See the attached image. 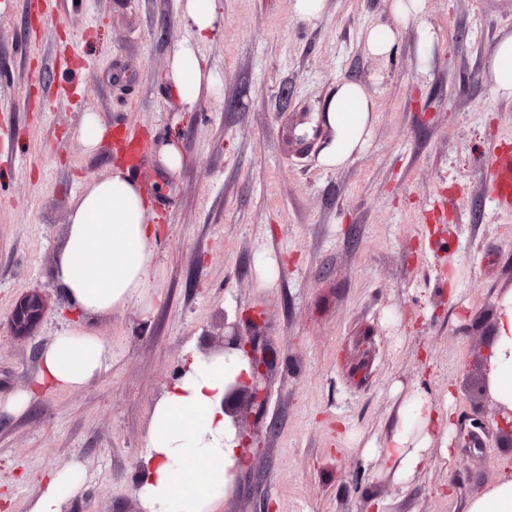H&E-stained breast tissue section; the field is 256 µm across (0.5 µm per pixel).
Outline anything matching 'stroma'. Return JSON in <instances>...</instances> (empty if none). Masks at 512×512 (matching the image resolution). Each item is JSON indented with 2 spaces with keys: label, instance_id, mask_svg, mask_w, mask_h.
Wrapping results in <instances>:
<instances>
[{
  "label": "stroma",
  "instance_id": "1",
  "mask_svg": "<svg viewBox=\"0 0 512 512\" xmlns=\"http://www.w3.org/2000/svg\"><path fill=\"white\" fill-rule=\"evenodd\" d=\"M217 0L200 53L218 79L192 111L160 83L173 46L194 41L180 0H0V397L28 388L40 355L73 318L53 268L70 203L112 171L111 136L143 145L133 174L161 218L159 295L97 315L110 354L84 387L0 412V497L30 512L34 478L81 462L84 489L64 512H139L133 475L154 400L192 338L219 340L223 320L253 330L276 366L262 408L243 419L246 465L220 512H466L512 473L496 434L446 448L469 426L496 327L512 291V208L494 168L512 159V96L495 94L488 60L512 35V0H427L384 58L364 33L394 23L393 0ZM434 32L419 64L421 27ZM371 95L367 151L342 168L319 144L288 138L313 124L337 82ZM109 135L95 151L83 113ZM176 137L183 164L157 146ZM48 309L14 335L16 304ZM451 400L419 476L395 479L384 446L414 391ZM80 131L85 146L90 149L95 148L106 134V129L94 112L84 113Z\"/></svg>",
  "mask_w": 512,
  "mask_h": 512
}]
</instances>
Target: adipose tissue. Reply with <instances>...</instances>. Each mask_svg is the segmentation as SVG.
<instances>
[{"instance_id":"adipose-tissue-1","label":"adipose tissue","mask_w":512,"mask_h":512,"mask_svg":"<svg viewBox=\"0 0 512 512\" xmlns=\"http://www.w3.org/2000/svg\"><path fill=\"white\" fill-rule=\"evenodd\" d=\"M425 8L426 0H394L397 27L367 29L368 50L389 54L401 28L419 21ZM163 79L174 90H197L214 77L193 45L183 42L174 48ZM320 120L330 135L318 160L326 168L337 169L367 148L373 103L362 86L340 82L327 98ZM154 218L151 201L121 167L75 194L54 268L58 288L74 315L92 317L133 301L152 306L158 238ZM109 353L90 327L65 329L43 351L32 386L0 400V410L20 413L38 396L84 386ZM487 366L493 397L512 409V293L498 304ZM250 374V362L241 352L207 356L197 342L187 344L177 374L148 416L134 479L143 512H218L243 461L241 443L224 412V389ZM442 414V408L430 400L411 396L409 415L379 451L389 472L404 481L420 473ZM85 478L76 464L50 473L32 499L31 512H62L63 505L80 493Z\"/></svg>"}]
</instances>
